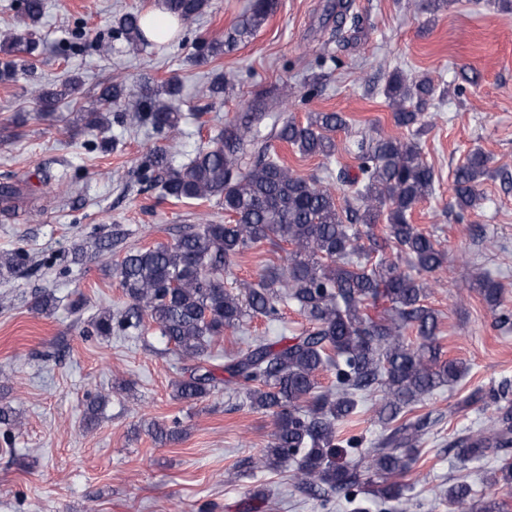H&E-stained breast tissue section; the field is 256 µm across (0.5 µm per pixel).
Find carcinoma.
Here are the masks:
<instances>
[{"label": "carcinoma", "instance_id": "carcinoma-1", "mask_svg": "<svg viewBox=\"0 0 512 512\" xmlns=\"http://www.w3.org/2000/svg\"><path fill=\"white\" fill-rule=\"evenodd\" d=\"M169 12L187 21L205 12L209 0H164ZM278 0H251L248 9L224 40L203 41L192 59L206 64L211 58L254 36L276 11ZM26 25L35 27L44 17V0H22ZM145 15H123L117 32L127 49L138 53L152 41L144 32ZM36 51L31 38L7 35L0 40V80L11 81L17 67ZM79 77L31 93L49 111L75 92ZM159 91L146 88L130 121L149 125L158 133L178 131L181 85L169 80ZM125 87L110 79L101 99L117 106ZM434 88L431 80L409 84L393 74L386 97L394 109L397 126L424 127ZM265 100L255 102L257 113L242 122H229L187 163L174 165L161 148L151 150L143 171L158 172L162 196L183 200H219L228 221L203 224L179 235L172 243L129 251L117 267L122 288L130 300L116 318L109 309L99 312L88 334L109 337L141 333L153 325L173 352L192 365L174 383L178 399H201L219 384L244 394L251 408L274 418L272 440L249 469L278 470L296 464L293 486L305 493L322 491L352 504L362 491L379 500H399L404 487L389 478L410 468L418 453L424 423L404 421L425 396L460 380L467 372L463 361L443 358L438 342L439 314L425 306L429 288L425 274L447 261L444 251L428 235L409 223L412 210L432 195L434 172L424 161L415 139L361 138L355 141L356 172L347 167L328 170L322 179L307 180L270 156L272 144H263L254 160L241 163L248 143L258 137L253 123L263 120ZM84 128L105 131L109 113L83 115ZM347 129L338 112H311L306 123L286 120L273 123L272 139L295 148L304 157L331 159L336 153L334 134ZM490 157L472 152L455 172L454 208L463 215L475 210L482 197L480 178L488 173ZM349 187L340 199L329 185ZM386 215V240L409 258L412 275L395 262L370 263L380 247L373 232ZM268 241L286 244L282 263L267 268L244 294L224 289V270L252 245ZM27 258L23 248L0 254V274H11ZM473 284L492 308L502 302V288L487 276H474ZM292 302L307 325L289 338L272 341L255 336L224 356V378L209 364V348L227 329L238 330L246 320L262 316L275 319L280 305ZM416 341L407 342V331ZM322 371L335 376V388L324 389L317 377ZM384 392L378 413L385 426L398 423L368 452V467L336 465V455L359 456V439L340 440L337 426L357 413L359 398L373 387ZM508 385L485 395L473 392L463 406L490 398L507 399ZM452 446L464 459H477L486 449L512 447V411L490 418L477 433L457 438ZM494 485L512 490V459H503ZM448 502L460 512H503L494 498H476L472 486H448Z\"/></svg>", "mask_w": 512, "mask_h": 512}]
</instances>
